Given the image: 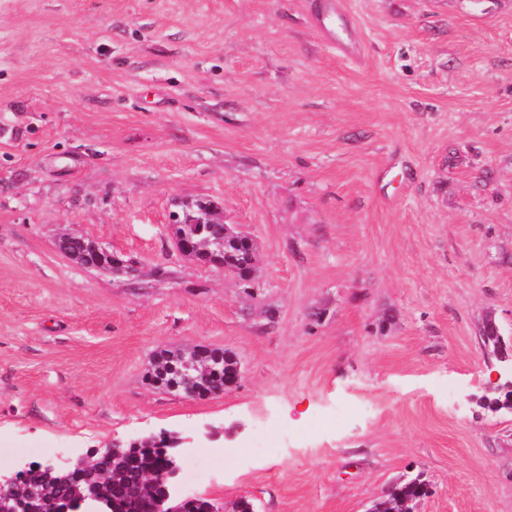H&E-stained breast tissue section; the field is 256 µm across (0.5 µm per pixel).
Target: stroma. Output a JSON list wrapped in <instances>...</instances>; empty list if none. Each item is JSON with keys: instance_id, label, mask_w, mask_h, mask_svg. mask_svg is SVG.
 <instances>
[{"instance_id": "35a3bbf8", "label": "stroma", "mask_w": 512, "mask_h": 512, "mask_svg": "<svg viewBox=\"0 0 512 512\" xmlns=\"http://www.w3.org/2000/svg\"><path fill=\"white\" fill-rule=\"evenodd\" d=\"M210 200L247 283L182 256ZM92 239L133 274L87 270ZM512 0H0V448L12 466L164 433L224 463L179 497L512 512ZM234 353L230 391L146 379ZM73 242H79L83 254L92 255L95 258V261L90 263H82L80 255L74 252L71 248ZM56 248L61 254L76 260L88 268H106L115 274H124L132 271L130 266L126 265L124 262L119 261L118 259V261L113 263L112 252L103 248L96 242L80 236L63 234L57 238ZM107 258L109 261H107ZM500 371H498V380L504 382L499 388L505 390V399L501 403V407L512 411V356H508L507 352H502L499 356ZM427 484L428 482L421 472L408 476L406 479L396 482L390 495L379 498L372 507H383L382 510L375 512H392L390 507L395 506L394 504L393 506L391 505L395 503V500L400 498L421 497L422 494H424V488Z\"/></svg>"}]
</instances>
